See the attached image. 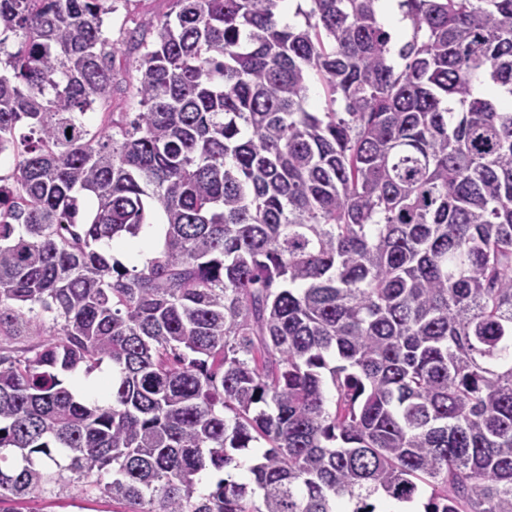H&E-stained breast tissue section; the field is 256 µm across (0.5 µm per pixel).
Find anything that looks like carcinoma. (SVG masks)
<instances>
[{
  "label": "carcinoma",
  "mask_w": 512,
  "mask_h": 512,
  "mask_svg": "<svg viewBox=\"0 0 512 512\" xmlns=\"http://www.w3.org/2000/svg\"><path fill=\"white\" fill-rule=\"evenodd\" d=\"M117 2L0 0V512H512V0ZM170 9L169 0H129L126 6H120L117 12L105 18L104 28L112 40L119 41L125 49L128 31L135 29L143 17L163 16ZM74 487L56 489L55 494L46 493L27 504L26 511L34 512H123L126 506L108 498L86 500L76 497Z\"/></svg>",
  "instance_id": "carcinoma-1"
}]
</instances>
